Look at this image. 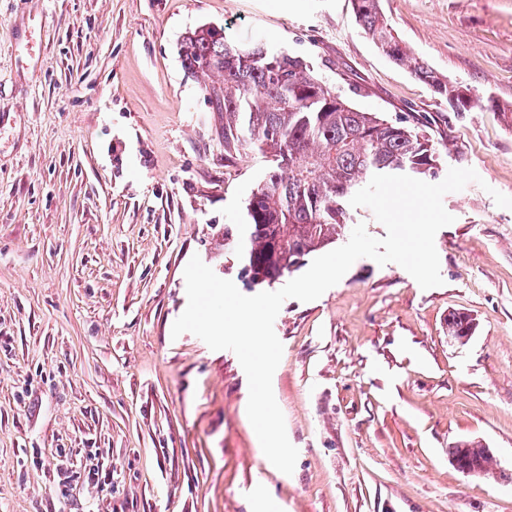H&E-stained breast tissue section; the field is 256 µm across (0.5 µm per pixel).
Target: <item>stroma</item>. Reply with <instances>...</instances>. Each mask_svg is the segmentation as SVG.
Returning a JSON list of instances; mask_svg holds the SVG:
<instances>
[{"mask_svg": "<svg viewBox=\"0 0 512 512\" xmlns=\"http://www.w3.org/2000/svg\"><path fill=\"white\" fill-rule=\"evenodd\" d=\"M382 8L468 111L381 54L351 0H0V512H512V209L491 196H512V0ZM203 24L304 58L358 109L427 118L440 174L481 178L443 198V285L361 258L283 303L289 475L237 356L171 332L192 256L238 281L222 234L268 167L225 160L223 79L182 66ZM467 440L492 474L453 466Z\"/></svg>", "mask_w": 512, "mask_h": 512, "instance_id": "stroma-1", "label": "stroma"}]
</instances>
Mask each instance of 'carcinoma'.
Wrapping results in <instances>:
<instances>
[{"instance_id": "cac0c4a2", "label": "carcinoma", "mask_w": 512, "mask_h": 512, "mask_svg": "<svg viewBox=\"0 0 512 512\" xmlns=\"http://www.w3.org/2000/svg\"><path fill=\"white\" fill-rule=\"evenodd\" d=\"M351 4L382 54L450 106H471L470 89L410 55L385 20L380 0ZM180 57L193 75L224 78L206 88L224 113V159L257 152L269 162L248 200L244 231L224 225V249L239 254L240 277L248 286L276 282L339 240L348 228L351 197L373 175L437 177V151L423 129L406 117L355 108L298 56L202 25L185 33Z\"/></svg>"}]
</instances>
